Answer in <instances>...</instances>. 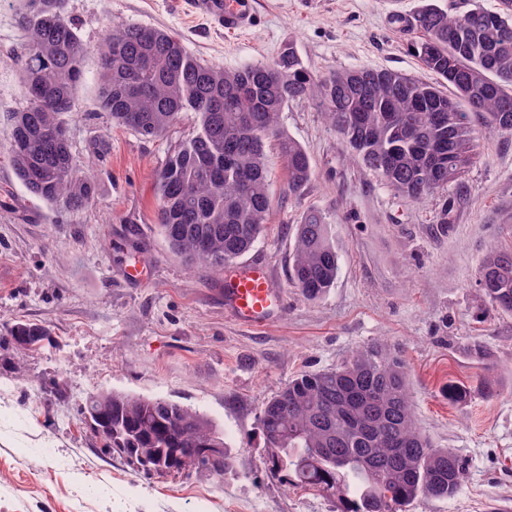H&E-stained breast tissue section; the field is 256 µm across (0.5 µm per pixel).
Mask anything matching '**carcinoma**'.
Masks as SVG:
<instances>
[{
	"label": "carcinoma",
	"mask_w": 512,
	"mask_h": 512,
	"mask_svg": "<svg viewBox=\"0 0 512 512\" xmlns=\"http://www.w3.org/2000/svg\"><path fill=\"white\" fill-rule=\"evenodd\" d=\"M19 3L25 105L6 135L18 181L73 214L95 201L97 184L79 172L65 121L94 53L97 107L113 124L154 140L182 113L196 117L158 170L155 190L161 234L199 270H224L263 232L273 201L268 145L286 162L288 195L300 196L311 180L309 154L279 124L293 102L312 103L367 168L414 203L458 181L484 133L512 131V0L496 11L426 5L415 14L413 49L434 83L383 69L316 75L291 46L270 62L226 69L194 57L167 31L121 21L93 51L68 19L67 0ZM338 271L330 225L310 208L295 226L290 279L314 300ZM479 285L492 306L512 312V246L484 258ZM48 335L28 323L11 332L20 341ZM91 408L112 449L148 473L198 472L207 452L224 447L210 420L165 398L103 391L89 395L80 414ZM260 430L269 473L322 492L338 512H396L419 496L446 500L466 472L455 452L421 431L405 366L379 345L290 380L263 404Z\"/></svg>",
	"instance_id": "obj_1"
}]
</instances>
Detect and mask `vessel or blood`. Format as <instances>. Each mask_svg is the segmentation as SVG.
<instances>
[{
	"label": "vessel or blood",
	"instance_id": "b4317fda",
	"mask_svg": "<svg viewBox=\"0 0 512 512\" xmlns=\"http://www.w3.org/2000/svg\"><path fill=\"white\" fill-rule=\"evenodd\" d=\"M221 26L225 32L248 30L254 22V0H223ZM224 308L242 324L262 327L284 313L285 297L273 288L265 266L253 264L224 277Z\"/></svg>",
	"mask_w": 512,
	"mask_h": 512
}]
</instances>
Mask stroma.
<instances>
[{
	"instance_id": "1",
	"label": "stroma",
	"mask_w": 512,
	"mask_h": 512,
	"mask_svg": "<svg viewBox=\"0 0 512 512\" xmlns=\"http://www.w3.org/2000/svg\"><path fill=\"white\" fill-rule=\"evenodd\" d=\"M237 35L188 0H68L83 40L97 47L111 21L165 29L197 58L228 69L273 60L293 45L316 74L387 69L434 76L403 26L427 0H255ZM16 0H0V512H333L321 493L264 468L259 414L294 376L326 370L358 349L385 345L406 363L418 424L467 462L447 500L417 498L406 512H491L512 505V314L485 300L478 270L512 244V132L487 134L463 184L421 203L395 194L357 161L314 106L294 102L282 129L308 152L314 174L289 197L284 159L267 147L275 194L265 230L238 265L260 263L286 312L247 327L224 309V274L187 266L156 225L155 174L170 144L195 124L182 113L163 138L113 126L96 106L95 59L66 123L71 151L97 182L80 215L31 196L3 136L23 105ZM107 140L105 157L94 144ZM317 208L341 257L334 286L304 298L288 279L294 226ZM148 270L128 279L129 259ZM50 329L37 349L9 343L14 325ZM483 357H476L473 345ZM494 381L486 397L481 380ZM471 389L449 403L448 383ZM121 391L167 398L223 433L234 471L147 474L112 452L79 414L87 396Z\"/></svg>"
}]
</instances>
